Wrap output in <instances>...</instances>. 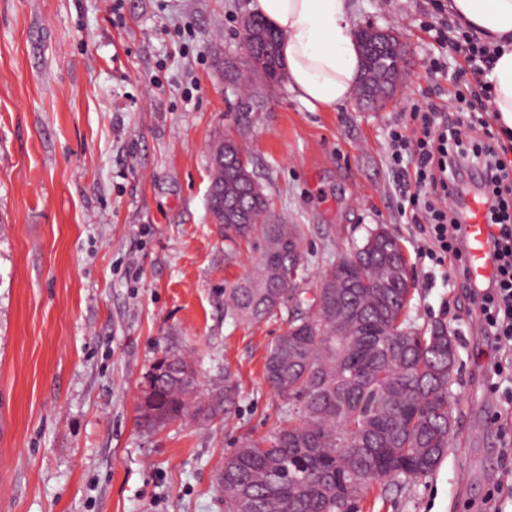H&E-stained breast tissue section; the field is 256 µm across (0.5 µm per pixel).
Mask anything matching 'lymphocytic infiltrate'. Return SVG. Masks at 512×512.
I'll return each mask as SVG.
<instances>
[{"mask_svg": "<svg viewBox=\"0 0 512 512\" xmlns=\"http://www.w3.org/2000/svg\"><path fill=\"white\" fill-rule=\"evenodd\" d=\"M448 53L461 57L474 76L486 73L492 52L466 33L452 36L447 26ZM394 166L415 168L413 187L404 188L411 220L422 232L420 256L436 265L447 258L455 263L450 276L458 287L479 296V322L493 336L497 348L512 353V163L507 162L499 139L485 121L473 120L457 102L427 104L418 128L391 134ZM489 202L486 222L494 246L495 274L489 284L469 283L464 246V219L455 201L468 190Z\"/></svg>", "mask_w": 512, "mask_h": 512, "instance_id": "f902f5d3", "label": "lymphocytic infiltrate"}]
</instances>
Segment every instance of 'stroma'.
Here are the masks:
<instances>
[{"instance_id":"obj_1","label":"stroma","mask_w":512,"mask_h":512,"mask_svg":"<svg viewBox=\"0 0 512 512\" xmlns=\"http://www.w3.org/2000/svg\"><path fill=\"white\" fill-rule=\"evenodd\" d=\"M439 2L357 0L354 26L392 30L406 50L383 104L310 112L283 84L241 132L224 61L248 67V0H0V512H224L225 457L286 424L263 372L285 318L224 313L225 288L256 261L245 245L228 254L207 209L209 148L231 136L273 213L303 226L307 288L388 225L415 281L412 322L455 340L447 456L402 488H372L362 512H484L491 498L512 512V405L490 408L483 371L495 343L468 295L418 258L389 159L414 105L457 90ZM172 356L192 363L204 404L232 374V419L143 420L149 375Z\"/></svg>"}]
</instances>
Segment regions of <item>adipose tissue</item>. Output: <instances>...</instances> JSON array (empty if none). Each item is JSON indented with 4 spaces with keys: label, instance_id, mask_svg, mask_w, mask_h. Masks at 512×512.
<instances>
[{
    "label": "adipose tissue",
    "instance_id": "1",
    "mask_svg": "<svg viewBox=\"0 0 512 512\" xmlns=\"http://www.w3.org/2000/svg\"><path fill=\"white\" fill-rule=\"evenodd\" d=\"M248 8L282 35L279 54L288 88L311 112L349 100L361 69L353 34V0H250ZM451 23L494 48L486 76L491 110L504 134L512 135V0H448Z\"/></svg>",
    "mask_w": 512,
    "mask_h": 512
}]
</instances>
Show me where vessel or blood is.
I'll return each mask as SVG.
<instances>
[{
  "instance_id": "b4317fda",
  "label": "vessel or blood",
  "mask_w": 512,
  "mask_h": 512,
  "mask_svg": "<svg viewBox=\"0 0 512 512\" xmlns=\"http://www.w3.org/2000/svg\"><path fill=\"white\" fill-rule=\"evenodd\" d=\"M464 207L466 268L472 283L483 284L490 281L494 274L492 244L485 222L488 203L482 197L470 194L464 199Z\"/></svg>"
}]
</instances>
